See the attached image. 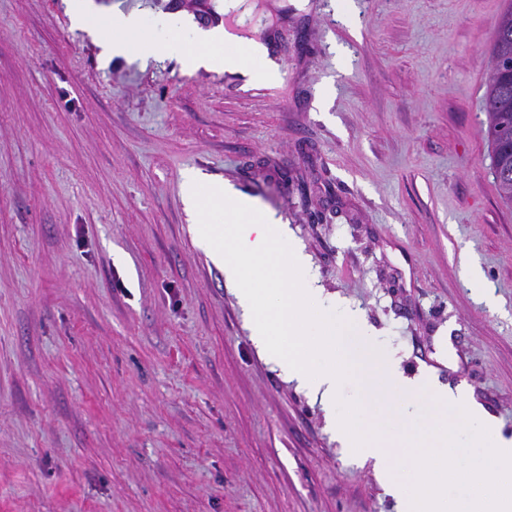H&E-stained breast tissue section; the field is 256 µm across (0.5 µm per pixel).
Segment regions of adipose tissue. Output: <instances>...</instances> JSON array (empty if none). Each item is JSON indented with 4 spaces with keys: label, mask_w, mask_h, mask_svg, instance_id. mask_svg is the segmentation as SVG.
Here are the masks:
<instances>
[{
    "label": "adipose tissue",
    "mask_w": 512,
    "mask_h": 512,
    "mask_svg": "<svg viewBox=\"0 0 512 512\" xmlns=\"http://www.w3.org/2000/svg\"><path fill=\"white\" fill-rule=\"evenodd\" d=\"M71 22L75 28L93 29L100 38L104 54L122 55L135 46L145 44L155 55L178 53L188 68L224 71L239 74L247 80L275 81L280 71L270 55L267 44L246 39L223 25L203 29L187 17L175 14L162 22L163 36L149 35L134 13L114 12L108 24H94L85 0H72ZM259 62L256 70L247 69L245 58Z\"/></svg>",
    "instance_id": "adipose-tissue-1"
}]
</instances>
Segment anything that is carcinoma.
<instances>
[{
	"instance_id": "carcinoma-1",
	"label": "carcinoma",
	"mask_w": 512,
	"mask_h": 512,
	"mask_svg": "<svg viewBox=\"0 0 512 512\" xmlns=\"http://www.w3.org/2000/svg\"><path fill=\"white\" fill-rule=\"evenodd\" d=\"M486 134L492 147L493 179L501 197L512 202V10L496 26L484 96Z\"/></svg>"
}]
</instances>
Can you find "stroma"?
<instances>
[{
  "label": "stroma",
  "instance_id": "35a3bbf8",
  "mask_svg": "<svg viewBox=\"0 0 512 512\" xmlns=\"http://www.w3.org/2000/svg\"><path fill=\"white\" fill-rule=\"evenodd\" d=\"M246 82L135 48L69 0H0V512H397L256 347L181 174L274 212L324 298L512 436V205L485 82L512 0H253ZM159 30L204 0H93ZM480 265L485 304L460 274Z\"/></svg>",
  "mask_w": 512,
  "mask_h": 512
}]
</instances>
